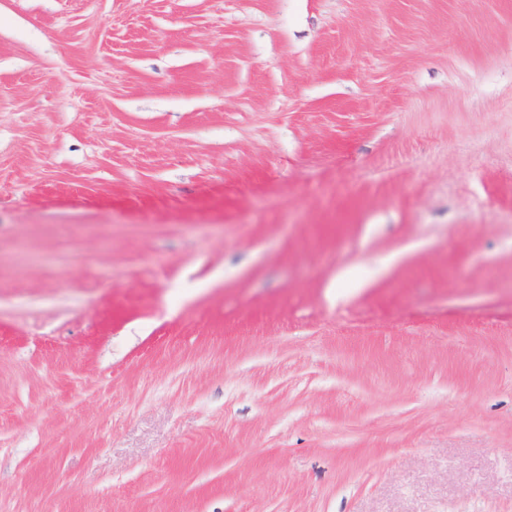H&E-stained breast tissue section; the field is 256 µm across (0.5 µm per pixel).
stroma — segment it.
Listing matches in <instances>:
<instances>
[{
	"label": "stroma",
	"instance_id": "35a3bbf8",
	"mask_svg": "<svg viewBox=\"0 0 512 512\" xmlns=\"http://www.w3.org/2000/svg\"><path fill=\"white\" fill-rule=\"evenodd\" d=\"M0 512H512V0H0Z\"/></svg>",
	"mask_w": 512,
	"mask_h": 512
}]
</instances>
